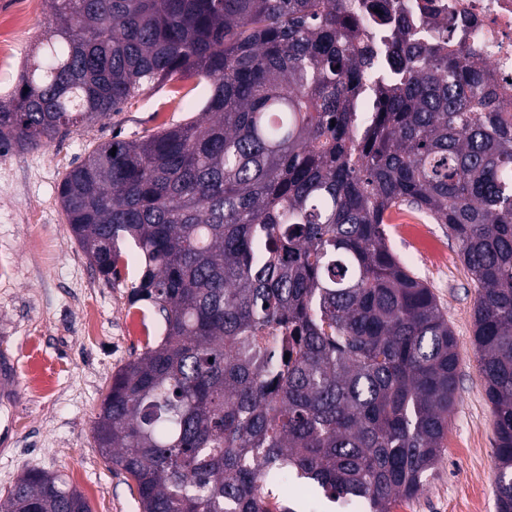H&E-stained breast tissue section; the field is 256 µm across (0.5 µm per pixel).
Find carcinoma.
I'll list each match as a JSON object with an SVG mask.
<instances>
[{
  "label": "carcinoma",
  "instance_id": "cac0c4a2",
  "mask_svg": "<svg viewBox=\"0 0 512 512\" xmlns=\"http://www.w3.org/2000/svg\"><path fill=\"white\" fill-rule=\"evenodd\" d=\"M53 27L8 98L0 156L50 145L179 74L198 119L93 149L60 183L104 276L141 261L159 340L112 376L101 454L141 512H269L294 476L392 512L443 453L457 341L389 245L408 203L448 226L476 287L478 373L512 512V114L479 62L368 0H49ZM289 360H284V357ZM0 512H90L24 474Z\"/></svg>",
  "mask_w": 512,
  "mask_h": 512
}]
</instances>
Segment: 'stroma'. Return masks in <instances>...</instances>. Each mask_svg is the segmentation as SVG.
<instances>
[{
  "label": "stroma",
  "mask_w": 512,
  "mask_h": 512,
  "mask_svg": "<svg viewBox=\"0 0 512 512\" xmlns=\"http://www.w3.org/2000/svg\"><path fill=\"white\" fill-rule=\"evenodd\" d=\"M26 24L0 75V96L16 85L51 23L45 0H0V26ZM178 75L129 101L111 119L74 130L61 141L0 156V359L18 372L15 396L0 398V495L27 471L64 475L90 512H139L134 482L99 453L94 424L113 373L159 338L161 318L131 303L141 265L125 248L119 276L104 280L72 235L61 207L64 174L113 134L132 139L196 119L206 92ZM395 252L434 292L456 340V402L448 416L444 454L422 491L396 503L397 512H497L495 420L477 370L474 284L444 225L409 206L393 209ZM97 316L87 331L86 311Z\"/></svg>",
  "instance_id": "1"
}]
</instances>
